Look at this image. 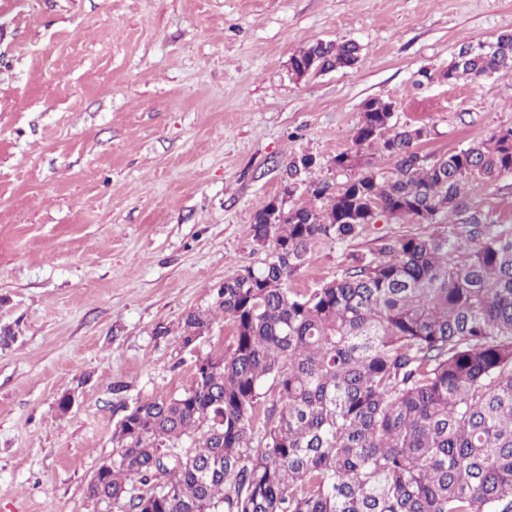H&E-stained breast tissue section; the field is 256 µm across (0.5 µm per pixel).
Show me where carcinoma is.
Wrapping results in <instances>:
<instances>
[{"mask_svg":"<svg viewBox=\"0 0 512 512\" xmlns=\"http://www.w3.org/2000/svg\"><path fill=\"white\" fill-rule=\"evenodd\" d=\"M358 59L356 43L324 39L292 55L324 71ZM498 72L512 73V34L460 49L444 78ZM392 106L364 104L355 148L334 159L354 176L336 190L304 184L312 156L289 161L288 194L306 188L326 205L277 224L270 202L255 211L266 256L217 289L232 347L205 357L182 394L126 411L91 499L117 512H512V229L476 212L460 231L391 240L316 288L289 286L319 240L358 236L371 208L445 224L470 181L512 172V129L422 160L429 129L398 124ZM370 150L394 161L393 178ZM209 325L188 313L182 346ZM199 429L198 447L168 446Z\"/></svg>","mask_w":512,"mask_h":512,"instance_id":"carcinoma-1","label":"carcinoma"}]
</instances>
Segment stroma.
<instances>
[{
  "instance_id": "1",
  "label": "stroma",
  "mask_w": 512,
  "mask_h": 512,
  "mask_svg": "<svg viewBox=\"0 0 512 512\" xmlns=\"http://www.w3.org/2000/svg\"><path fill=\"white\" fill-rule=\"evenodd\" d=\"M510 33L512 0H0V512H112L88 487L124 406L178 396L232 346L215 288L264 259L250 226L289 161L344 183L334 158L373 98L427 126L432 157L512 128L511 75L443 77ZM318 39L356 41L358 63L296 80ZM475 212L512 227V172L469 184L449 221ZM433 230L320 241L291 285ZM193 311L212 321L188 350Z\"/></svg>"
}]
</instances>
